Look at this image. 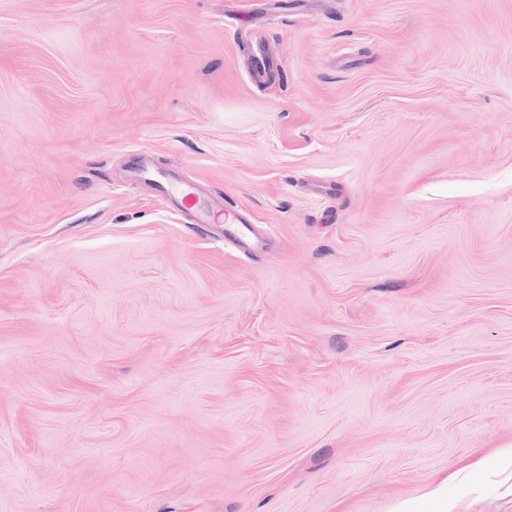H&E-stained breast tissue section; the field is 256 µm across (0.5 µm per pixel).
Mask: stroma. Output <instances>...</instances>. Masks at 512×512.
<instances>
[{
	"instance_id": "1",
	"label": "stroma",
	"mask_w": 512,
	"mask_h": 512,
	"mask_svg": "<svg viewBox=\"0 0 512 512\" xmlns=\"http://www.w3.org/2000/svg\"><path fill=\"white\" fill-rule=\"evenodd\" d=\"M509 442L512 0H0V512H512ZM158 185L161 187L163 196L172 206L181 209L189 208L196 212L195 224L200 227H208L212 223L211 211L205 204L199 202V198L191 185H183L182 187L165 186L160 183ZM222 221L224 222V240L248 255L256 256L266 251V238L255 233L243 211L235 204L224 203ZM448 507V494L446 495L442 486H437L427 492L424 500L414 499L401 502L397 512H452Z\"/></svg>"
}]
</instances>
